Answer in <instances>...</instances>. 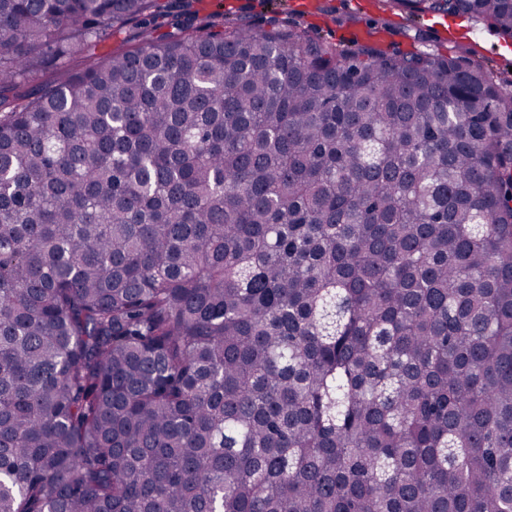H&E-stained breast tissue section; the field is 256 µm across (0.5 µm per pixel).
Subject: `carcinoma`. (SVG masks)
I'll list each match as a JSON object with an SVG mask.
<instances>
[{"mask_svg": "<svg viewBox=\"0 0 512 512\" xmlns=\"http://www.w3.org/2000/svg\"><path fill=\"white\" fill-rule=\"evenodd\" d=\"M200 2L0 0V512H512V79Z\"/></svg>", "mask_w": 512, "mask_h": 512, "instance_id": "carcinoma-1", "label": "carcinoma"}]
</instances>
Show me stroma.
<instances>
[{
  "label": "stroma",
  "instance_id": "1",
  "mask_svg": "<svg viewBox=\"0 0 512 512\" xmlns=\"http://www.w3.org/2000/svg\"><path fill=\"white\" fill-rule=\"evenodd\" d=\"M201 8L206 15L308 25L343 47L375 26V41L386 52L440 53L481 62L497 75L512 74V41L465 17L411 16L383 7L382 0H202Z\"/></svg>",
  "mask_w": 512,
  "mask_h": 512
}]
</instances>
